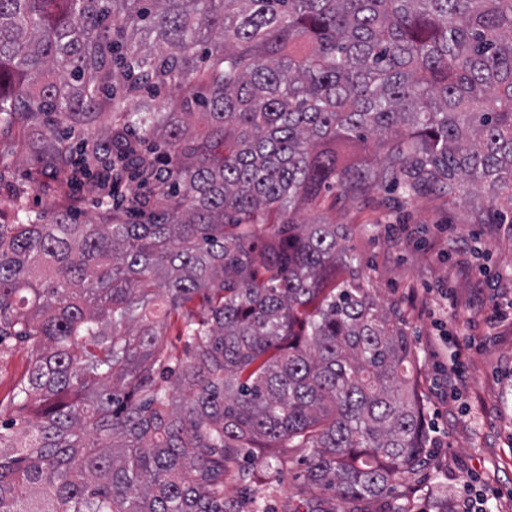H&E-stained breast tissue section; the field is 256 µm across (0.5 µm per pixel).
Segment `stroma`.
Wrapping results in <instances>:
<instances>
[{"instance_id":"obj_1","label":"stroma","mask_w":512,"mask_h":512,"mask_svg":"<svg viewBox=\"0 0 512 512\" xmlns=\"http://www.w3.org/2000/svg\"><path fill=\"white\" fill-rule=\"evenodd\" d=\"M18 134H0V223L17 206L52 216L71 207L98 219L96 199L30 169ZM301 219L352 229L350 244L381 304H397L418 357L429 463L386 498L333 501L336 512H512V235L481 224L460 197L425 190L409 197L382 185L352 202L326 197ZM476 337L465 377L449 390L448 352L438 336ZM306 453L284 452L279 466L255 464L253 487L265 512H307L315 492L304 479Z\"/></svg>"}]
</instances>
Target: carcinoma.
I'll return each mask as SVG.
<instances>
[{
    "instance_id": "obj_1",
    "label": "carcinoma",
    "mask_w": 512,
    "mask_h": 512,
    "mask_svg": "<svg viewBox=\"0 0 512 512\" xmlns=\"http://www.w3.org/2000/svg\"><path fill=\"white\" fill-rule=\"evenodd\" d=\"M21 127L33 168L97 202L136 187L96 224H0V344L30 353L33 414L0 424V512H258L244 459L285 441L342 501L427 465L401 312L347 225L298 215L441 187L512 235V0H0V133Z\"/></svg>"
}]
</instances>
